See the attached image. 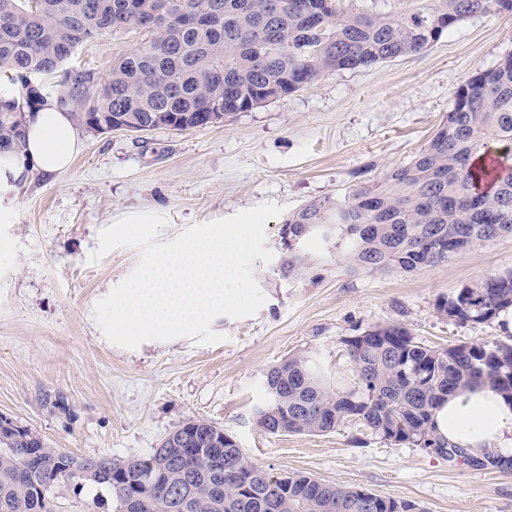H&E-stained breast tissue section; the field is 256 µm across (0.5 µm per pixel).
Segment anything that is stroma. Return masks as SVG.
Returning a JSON list of instances; mask_svg holds the SVG:
<instances>
[{
	"label": "stroma",
	"instance_id": "stroma-1",
	"mask_svg": "<svg viewBox=\"0 0 512 512\" xmlns=\"http://www.w3.org/2000/svg\"><path fill=\"white\" fill-rule=\"evenodd\" d=\"M430 0H336L338 14L400 18ZM107 32L71 62L107 75L115 56L140 42ZM512 53V11L474 15L430 49L312 84L224 122L177 133L115 130L83 135L60 175L31 169L0 198V414L77 457L143 458L183 423L209 420L257 464L421 503L427 512H512V472L481 469L396 444L357 420L333 431L263 433L256 409L265 370L288 355L316 351L332 375L349 362L341 340L377 323L401 324L428 346L493 342L497 322L440 318L439 297L512 271L504 238L420 272L352 274L319 242L303 278L284 280L255 260L266 297L253 316L218 317L225 342L109 343L96 303L132 272L138 249L88 256L114 221L151 212L168 219L158 242L265 202L292 213L341 197L361 177L375 180L423 149L457 90Z\"/></svg>",
	"mask_w": 512,
	"mask_h": 512
}]
</instances>
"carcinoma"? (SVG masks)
Returning <instances> with one entry per match:
<instances>
[{
  "instance_id": "obj_1",
  "label": "carcinoma",
  "mask_w": 512,
  "mask_h": 512,
  "mask_svg": "<svg viewBox=\"0 0 512 512\" xmlns=\"http://www.w3.org/2000/svg\"><path fill=\"white\" fill-rule=\"evenodd\" d=\"M401 18L339 15L335 0H0V74L17 94L0 98V157L25 146V118L51 100L91 134L122 123L131 132L214 124L293 93L332 70H354L426 50L462 19L512 11V0H434ZM112 26L143 35L112 61L107 76L68 67L83 44ZM512 145V54L473 76L428 145L378 182L341 199L313 200L288 215L280 277L311 266L312 238L350 271H421L500 238L512 237V161L478 165L488 143ZM512 307V271L465 284L437 314L482 324ZM350 381L331 382L318 354L303 350L263 375L258 427L269 434H318L358 419L384 439L460 460L441 441L432 412L454 390L487 386L512 399V339L429 347L409 330L378 323L342 338ZM195 439L164 464L169 449L144 458H77L0 415V512H50V493L102 489L88 512H425L419 504L304 473L273 474L223 429L186 422ZM192 498L186 511L181 505Z\"/></svg>"
}]
</instances>
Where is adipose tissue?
I'll return each instance as SVG.
<instances>
[{
  "mask_svg": "<svg viewBox=\"0 0 512 512\" xmlns=\"http://www.w3.org/2000/svg\"><path fill=\"white\" fill-rule=\"evenodd\" d=\"M82 147L81 132L65 112L45 102L27 122L26 147L0 158V194L23 180L28 168L65 171ZM437 435L469 456L512 458V400L485 386L458 390L432 413Z\"/></svg>",
  "mask_w": 512,
  "mask_h": 512,
  "instance_id": "ef3b65f1",
  "label": "adipose tissue"
}]
</instances>
